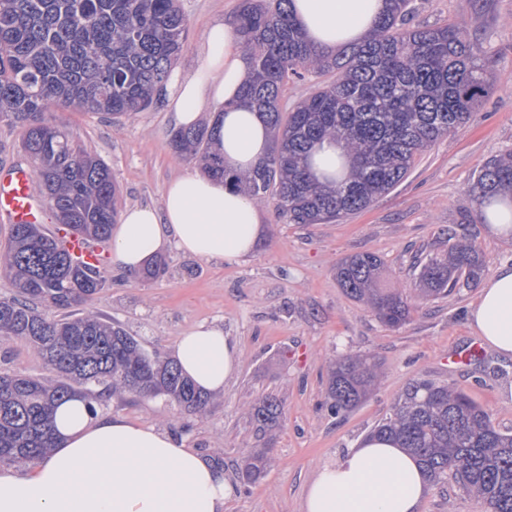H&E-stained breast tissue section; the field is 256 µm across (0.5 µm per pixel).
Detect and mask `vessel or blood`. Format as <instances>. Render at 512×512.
Segmentation results:
<instances>
[{
	"label": "vessel or blood",
	"instance_id": "obj_1",
	"mask_svg": "<svg viewBox=\"0 0 512 512\" xmlns=\"http://www.w3.org/2000/svg\"><path fill=\"white\" fill-rule=\"evenodd\" d=\"M43 214L35 176L30 170L18 166L0 174V221L8 224H39L43 221ZM61 241L75 261L105 267L106 247L69 234L62 235Z\"/></svg>",
	"mask_w": 512,
	"mask_h": 512
}]
</instances>
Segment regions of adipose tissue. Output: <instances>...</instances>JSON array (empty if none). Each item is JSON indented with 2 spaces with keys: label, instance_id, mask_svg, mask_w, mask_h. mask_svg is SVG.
Wrapping results in <instances>:
<instances>
[{
  "label": "adipose tissue",
  "instance_id": "1",
  "mask_svg": "<svg viewBox=\"0 0 512 512\" xmlns=\"http://www.w3.org/2000/svg\"><path fill=\"white\" fill-rule=\"evenodd\" d=\"M307 42L332 52L362 44L385 0H291ZM248 79L236 25L207 34L204 63L173 76L169 108L179 127L197 125L214 108L215 139L228 171L256 165L269 151L259 113L233 107ZM112 261L137 272L151 255L183 253L237 262L251 255L261 227L257 203L224 180L186 173L171 180L161 206L134 205L121 216ZM471 329L499 354L512 356V265L485 280L468 313ZM185 376L206 392L223 391L240 365V350L222 327L203 324L175 347ZM56 446L30 472L0 466V512H224L235 486L223 468L169 433L122 415L96 416L76 398L55 411ZM431 487L417 457L390 440L367 438L309 483L304 512H422Z\"/></svg>",
  "mask_w": 512,
  "mask_h": 512
}]
</instances>
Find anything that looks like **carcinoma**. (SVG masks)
I'll return each mask as SVG.
<instances>
[{
    "mask_svg": "<svg viewBox=\"0 0 512 512\" xmlns=\"http://www.w3.org/2000/svg\"><path fill=\"white\" fill-rule=\"evenodd\" d=\"M289 2L241 0L237 16L253 70L237 104L257 109L273 131L268 156L245 174L229 173L207 125L172 131L170 144L178 156L199 159L208 175L273 205L288 224L329 223L367 208L405 179L421 151L468 122L489 90L486 64L465 27L410 24L409 0H392L365 43L329 57L306 41ZM186 28L179 0H0V118L22 129V149L55 223L110 241L119 195L110 168L54 123L52 112L72 106L118 124L149 109L172 76ZM326 75L330 81L283 109L289 82ZM326 140L340 144L350 161L336 181L313 171V150ZM470 193L479 209L512 197V152L485 162ZM486 268L483 253L450 232L448 250L417 260L415 286L421 298L437 299L476 283ZM0 270L15 288L0 297V341L26 342L56 373L54 380L0 374V463L43 457L55 444L54 409L74 397L86 399L92 413L96 403L126 392L162 396L189 414L205 411L210 396L120 324L93 313L56 315L99 293L107 275L75 262L40 225L10 226ZM165 271L157 257L140 276L153 280ZM384 275L373 253L336 264L343 291L398 329L410 321L412 295L382 290ZM378 380L373 357L337 358L328 410H353ZM282 414V400L266 395L250 418L264 431ZM372 434L417 456L430 485L451 477L488 512H512V432L496 428L465 393L415 379ZM267 464L268 449L256 450L242 480L256 481Z\"/></svg>",
    "mask_w": 512,
    "mask_h": 512,
    "instance_id": "carcinoma-1",
    "label": "carcinoma"
}]
</instances>
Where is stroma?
Segmentation results:
<instances>
[{"label":"stroma","instance_id":"obj_1","mask_svg":"<svg viewBox=\"0 0 512 512\" xmlns=\"http://www.w3.org/2000/svg\"><path fill=\"white\" fill-rule=\"evenodd\" d=\"M180 4L187 28L176 69L188 75L204 59L208 30L235 19L240 0ZM409 7L415 24L465 22L483 52L490 92L464 127L422 152L408 176L363 211L331 224L303 225L285 223L273 205H262L263 234L248 258L227 263L172 249L164 254L167 272L151 281L111 265L106 288L76 308L118 321L147 351L164 357L202 323L222 326L238 344L240 369L203 415L129 394L97 407L169 432L222 462L231 480L254 449H268L264 476L238 485L224 512H303L317 468L370 434L414 379L466 392L497 428L512 432V358L484 349L461 364L450 360L479 342L467 319L478 286L416 301L410 322L390 329L347 296L334 275L344 256L369 252L382 259L395 285H414L415 257L446 250L452 226L475 242L489 268L512 262L511 241L489 238L484 225L459 222L462 213L477 210L469 188L481 166L512 150V0H410ZM52 119L109 166L120 208L161 205L168 182L197 169L169 144L174 123L167 101L117 125L106 115L64 107ZM349 353L374 355L380 381L363 404L335 416L326 405L330 367ZM0 371L52 375L20 340L0 342ZM269 394L281 398L284 414L271 432L260 434L248 410ZM422 512L487 508L448 480L432 488Z\"/></svg>","mask_w":512,"mask_h":512}]
</instances>
